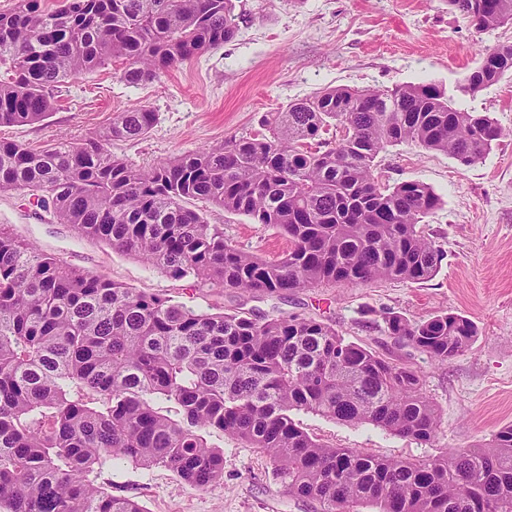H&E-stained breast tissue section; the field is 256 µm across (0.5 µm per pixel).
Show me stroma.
<instances>
[{"mask_svg": "<svg viewBox=\"0 0 512 512\" xmlns=\"http://www.w3.org/2000/svg\"><path fill=\"white\" fill-rule=\"evenodd\" d=\"M236 36L217 50L162 74L148 85L122 81L105 64L64 83L43 121L0 126V139L43 149L59 138L79 140L108 127L116 113L148 107L150 132L113 141L114 155L149 167L185 152L259 130L265 113L327 88L387 89L432 84L457 107L489 116L505 135L483 160L464 167L447 154L413 144L387 147L377 158L379 182L416 180L441 199L423 229L444 252L429 281L379 280L320 284L282 296L222 292L176 281L70 225L15 191L0 192V225L62 264L103 274L133 291L157 294L210 313L239 312L312 318L348 340L422 371L441 430L419 444L370 425H350L297 413L320 442L362 448L379 457L418 458L491 440L512 423V77L481 92L459 91L485 48L512 44V24L479 32L448 0H234ZM243 250L278 258L286 241L271 227L201 201L191 204ZM454 312L472 319L478 334L463 354L437 365L386 332L385 318L410 321ZM223 483L198 490L170 469L131 463L103 471L99 485L137 501L144 512H321L318 502L288 495L269 459L228 436Z\"/></svg>", "mask_w": 512, "mask_h": 512, "instance_id": "stroma-1", "label": "stroma"}]
</instances>
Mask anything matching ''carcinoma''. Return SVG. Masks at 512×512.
Here are the masks:
<instances>
[{"label": "carcinoma", "mask_w": 512, "mask_h": 512, "mask_svg": "<svg viewBox=\"0 0 512 512\" xmlns=\"http://www.w3.org/2000/svg\"><path fill=\"white\" fill-rule=\"evenodd\" d=\"M479 32L512 21V0H448ZM233 0H20L0 12V126L55 109L59 84L112 61L144 85L232 40ZM512 74V44L487 48L460 90ZM155 112H119L104 131L43 150L0 140V192L16 191L175 280L270 296L321 283H419L444 253L424 234L440 205L427 184L380 186L376 159L414 143L462 166L503 130L432 84L329 87L263 116L258 131L148 168L112 155ZM335 129L326 142L321 134ZM202 200L277 230L275 260L224 239L188 207ZM433 362L465 352L477 325L442 312L386 318ZM178 406L161 413L155 400ZM304 412L420 443L441 418L422 372L297 316L197 311L70 268L0 226V512H143L96 484L120 462L162 465L185 486L224 480L228 435L257 448L288 493L322 512H512V424L487 445L383 458L313 438Z\"/></svg>", "instance_id": "obj_1"}]
</instances>
